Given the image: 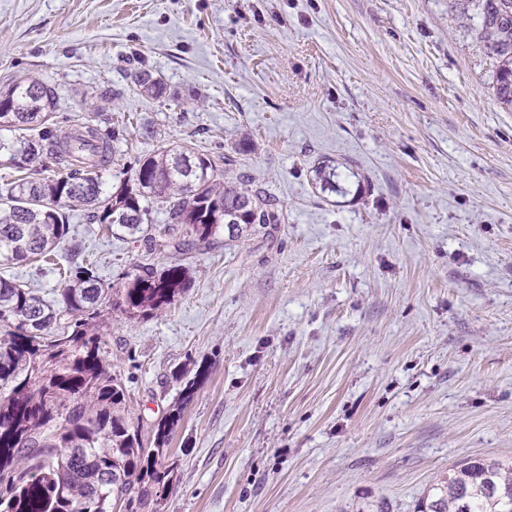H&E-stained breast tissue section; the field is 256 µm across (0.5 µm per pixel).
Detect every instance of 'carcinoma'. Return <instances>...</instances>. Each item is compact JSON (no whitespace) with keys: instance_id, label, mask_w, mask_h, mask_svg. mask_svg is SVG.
<instances>
[{"instance_id":"obj_1","label":"carcinoma","mask_w":512,"mask_h":512,"mask_svg":"<svg viewBox=\"0 0 512 512\" xmlns=\"http://www.w3.org/2000/svg\"><path fill=\"white\" fill-rule=\"evenodd\" d=\"M485 0L480 39L497 63L494 91L512 106V9L502 14ZM153 99L173 95L149 69L134 74ZM56 93L31 80L0 92V159L17 169L40 165L44 177L25 176L0 188V267L40 260L70 234L67 210L79 204L91 224L145 232L158 251L188 252L220 224L254 228L285 221L277 203L244 183L222 182L224 163L189 148L166 147L140 159L116 186L104 178L119 126L87 120L67 131L52 121ZM164 214L154 224L152 212ZM57 297L46 300L0 276V512H116L131 493L165 484L157 468L169 436L203 376L182 390V404L158 423L153 445L142 440L126 409V387L101 355L89 328L112 301L131 319L165 310L186 290L185 269L126 274L114 287L82 264L65 269ZM421 512H512V463L474 458L430 485Z\"/></svg>"}]
</instances>
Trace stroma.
Masks as SVG:
<instances>
[{
    "mask_svg": "<svg viewBox=\"0 0 512 512\" xmlns=\"http://www.w3.org/2000/svg\"><path fill=\"white\" fill-rule=\"evenodd\" d=\"M481 2L0 0V91L50 84L63 128L102 105L109 183L182 143L284 213L178 256L71 208L59 265L188 272L156 317L95 321L143 438L208 370L134 512H417L462 461L512 460V110ZM140 61L178 100L141 92Z\"/></svg>",
    "mask_w": 512,
    "mask_h": 512,
    "instance_id": "1",
    "label": "stroma"
}]
</instances>
